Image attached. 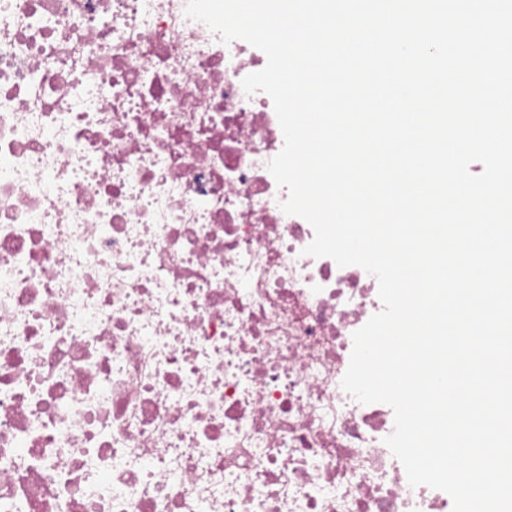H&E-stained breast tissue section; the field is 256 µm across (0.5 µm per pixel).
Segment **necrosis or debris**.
<instances>
[{
  "label": "necrosis or debris",
  "mask_w": 512,
  "mask_h": 512,
  "mask_svg": "<svg viewBox=\"0 0 512 512\" xmlns=\"http://www.w3.org/2000/svg\"><path fill=\"white\" fill-rule=\"evenodd\" d=\"M186 0H0V512H452L341 386L377 279L303 250Z\"/></svg>",
  "instance_id": "4bbe7bcc"
}]
</instances>
